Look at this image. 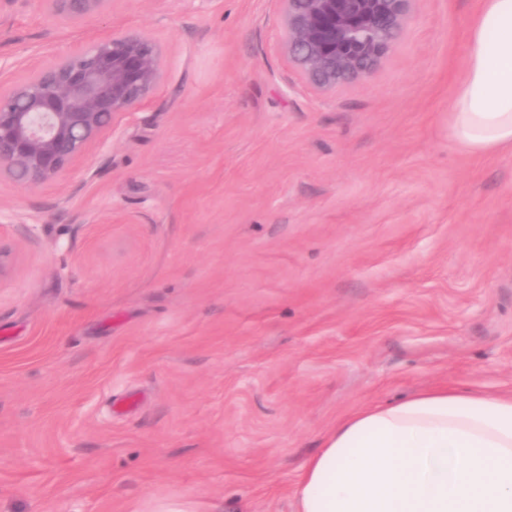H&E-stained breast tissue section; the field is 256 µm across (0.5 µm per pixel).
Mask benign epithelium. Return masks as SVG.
I'll return each mask as SVG.
<instances>
[{
	"label": "benign epithelium",
	"instance_id": "benign-epithelium-1",
	"mask_svg": "<svg viewBox=\"0 0 512 512\" xmlns=\"http://www.w3.org/2000/svg\"><path fill=\"white\" fill-rule=\"evenodd\" d=\"M70 22L112 0H40ZM284 45L304 78L334 90L371 73L392 48L412 0H282ZM161 80V49L144 33L112 32L63 51L23 82L0 88V179L24 187L65 177Z\"/></svg>",
	"mask_w": 512,
	"mask_h": 512
}]
</instances>
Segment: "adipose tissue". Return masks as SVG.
<instances>
[{
  "label": "adipose tissue",
  "mask_w": 512,
  "mask_h": 512,
  "mask_svg": "<svg viewBox=\"0 0 512 512\" xmlns=\"http://www.w3.org/2000/svg\"><path fill=\"white\" fill-rule=\"evenodd\" d=\"M448 134L512 148V0H481ZM296 512H512V395L423 391L339 421L306 463Z\"/></svg>",
  "instance_id": "obj_1"
}]
</instances>
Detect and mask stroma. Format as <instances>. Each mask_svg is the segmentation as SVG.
<instances>
[{"label":"stroma","instance_id":"obj_1","mask_svg":"<svg viewBox=\"0 0 512 512\" xmlns=\"http://www.w3.org/2000/svg\"><path fill=\"white\" fill-rule=\"evenodd\" d=\"M478 0L332 92L280 0H0V85L112 31L162 80L61 180H0V512H295L349 415L512 394V149L448 136ZM49 13L70 22L81 21L108 11L112 0H40Z\"/></svg>","mask_w":512,"mask_h":512}]
</instances>
